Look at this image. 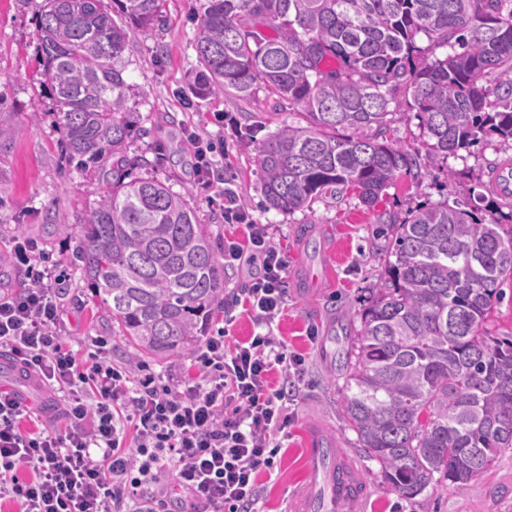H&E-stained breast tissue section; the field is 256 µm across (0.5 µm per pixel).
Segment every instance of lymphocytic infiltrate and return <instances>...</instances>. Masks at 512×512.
<instances>
[{
    "label": "lymphocytic infiltrate",
    "mask_w": 512,
    "mask_h": 512,
    "mask_svg": "<svg viewBox=\"0 0 512 512\" xmlns=\"http://www.w3.org/2000/svg\"><path fill=\"white\" fill-rule=\"evenodd\" d=\"M248 226V246L229 244L224 263L251 265L246 311L268 324L285 303L288 262L266 225ZM32 275L26 293L0 297V348L28 376L64 392L57 409L70 428L62 436L22 431L21 400L0 393V499L19 502L23 512H168L160 482L172 467L193 512H251L257 476L273 467L275 439L291 420L300 359L273 337L232 342L221 331L201 348L192 381L133 379L102 363L86 371L55 332L50 267ZM277 365L285 372L275 386L269 374ZM23 467L32 479L19 477Z\"/></svg>",
    "instance_id": "lymphocytic-infiltrate-1"
}]
</instances>
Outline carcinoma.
I'll return each mask as SVG.
<instances>
[{
	"label": "carcinoma",
	"mask_w": 512,
	"mask_h": 512,
	"mask_svg": "<svg viewBox=\"0 0 512 512\" xmlns=\"http://www.w3.org/2000/svg\"><path fill=\"white\" fill-rule=\"evenodd\" d=\"M164 0H43L37 35L65 158L112 162L84 224L85 278L143 355L202 341L224 265L185 197L129 174L133 133L121 60ZM195 96L260 87L300 107L260 148L267 207L293 212L350 188L370 202L417 158L385 137L407 85L434 164L482 141H512V0H205ZM275 32L266 36L262 28ZM427 50L453 52L419 57ZM374 130L371 135L368 130ZM352 130V135L340 131ZM427 204L389 225L390 280L375 288L346 352L344 417L384 483L411 499L466 485L512 448V336L485 324L512 275L504 215Z\"/></svg>",
	"instance_id": "1"
}]
</instances>
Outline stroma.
Wrapping results in <instances>:
<instances>
[{"mask_svg": "<svg viewBox=\"0 0 512 512\" xmlns=\"http://www.w3.org/2000/svg\"><path fill=\"white\" fill-rule=\"evenodd\" d=\"M41 3L0 0V127L11 131L9 139L0 140V293L15 296L30 288L26 268L13 252L18 241L33 239L55 263L56 331L79 364L102 353L112 365L134 373L195 378L190 353L135 359L134 347L84 277L78 258L81 226L95 195L88 175L69 165L61 152L51 88L39 65L35 19ZM199 5V0H165L162 22L137 32L124 54L128 105L136 121L128 154L147 161L134 176L156 178L185 195L198 222L210 231L216 253H223L225 241L247 240L244 225L224 221L231 194L249 221L267 225L271 243L287 257L286 306L264 329L304 365L275 467L258 477L257 512H291L294 497L309 483L308 448L318 433L346 451L363 480L367 492L361 512H512V448L462 487L446 481L409 500L383 484L377 462L361 450L343 417L340 370V354L359 330L374 288L387 276L391 246L385 227L428 202H472L480 194L495 201L492 169L500 160H512V146L483 143L415 169L371 205L348 190L291 213L267 208L258 148L282 125L301 126L305 118L300 107L264 90L247 99L202 100L192 94L199 69L194 46ZM191 131L211 147V182L196 174L195 148L187 138ZM386 136L411 153H427L428 139L404 91H397L389 105ZM221 327L237 339L264 330L245 315L225 325L219 309L208 330ZM7 383L24 395L22 428L67 432L68 421L51 409L57 400L51 389L15 383L1 367L0 386Z\"/></svg>", "mask_w": 512, "mask_h": 512, "instance_id": "35a3bbf8", "label": "stroma"}]
</instances>
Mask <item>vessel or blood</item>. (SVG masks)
I'll return each instance as SVG.
<instances>
[{
  "label": "vessel or blood",
  "instance_id": "1",
  "mask_svg": "<svg viewBox=\"0 0 512 512\" xmlns=\"http://www.w3.org/2000/svg\"><path fill=\"white\" fill-rule=\"evenodd\" d=\"M308 458L310 484L298 497L296 512H360L363 491L344 451L318 437Z\"/></svg>",
  "mask_w": 512,
  "mask_h": 512
}]
</instances>
